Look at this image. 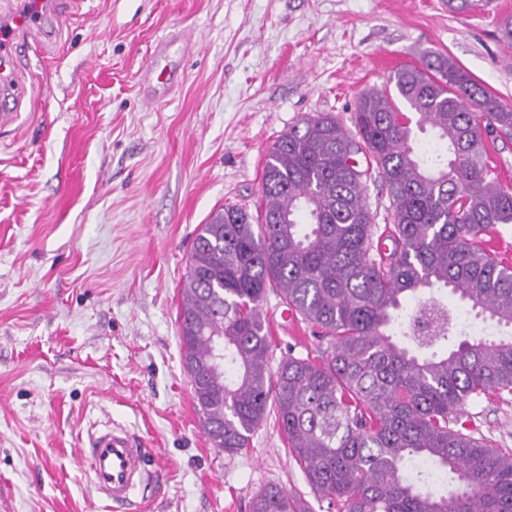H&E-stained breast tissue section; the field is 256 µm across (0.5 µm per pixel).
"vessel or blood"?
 I'll return each mask as SVG.
<instances>
[{
	"label": "vessel or blood",
	"mask_w": 512,
	"mask_h": 512,
	"mask_svg": "<svg viewBox=\"0 0 512 512\" xmlns=\"http://www.w3.org/2000/svg\"><path fill=\"white\" fill-rule=\"evenodd\" d=\"M17 5L0 13V125L13 123L22 98L21 86L5 78L23 46L51 25L54 5L61 0H16ZM80 458L90 467L97 490L111 504L128 512L137 489L154 486L157 472L147 464V450L136 434L108 426L90 434Z\"/></svg>",
	"instance_id": "b4317fda"
}]
</instances>
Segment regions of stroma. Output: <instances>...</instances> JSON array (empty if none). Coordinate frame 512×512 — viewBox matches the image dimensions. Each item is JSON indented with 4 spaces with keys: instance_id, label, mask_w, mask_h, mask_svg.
<instances>
[{
    "instance_id": "obj_1",
    "label": "stroma",
    "mask_w": 512,
    "mask_h": 512,
    "mask_svg": "<svg viewBox=\"0 0 512 512\" xmlns=\"http://www.w3.org/2000/svg\"><path fill=\"white\" fill-rule=\"evenodd\" d=\"M512 0H82L18 57L0 126V512H111L77 450L120 423L160 476L139 512H251L278 485L317 500L274 418L213 448L180 353L193 238L211 212L259 216L266 154L302 118L351 125L360 93L444 52L512 105ZM278 350L305 324L262 303ZM465 410L512 451V394Z\"/></svg>"
}]
</instances>
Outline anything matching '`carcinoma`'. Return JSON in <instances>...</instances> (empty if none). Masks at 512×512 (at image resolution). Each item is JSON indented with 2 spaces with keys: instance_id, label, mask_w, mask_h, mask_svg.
<instances>
[{
  "instance_id": "carcinoma-1",
  "label": "carcinoma",
  "mask_w": 512,
  "mask_h": 512,
  "mask_svg": "<svg viewBox=\"0 0 512 512\" xmlns=\"http://www.w3.org/2000/svg\"><path fill=\"white\" fill-rule=\"evenodd\" d=\"M394 83L414 117L373 88L352 131L302 119L267 153L262 222L226 205L199 226L178 314L195 406L228 454L274 414L311 491L337 512H512V452L475 436L465 413L474 397L512 393V341L461 335L433 296L395 316L409 296L448 288L512 327V266L483 247L512 224V192L488 178L486 149L492 135L512 140V106L440 52ZM413 122L435 146L414 143ZM374 174L392 217L382 228L364 194ZM269 288L313 329L318 356H275ZM251 512L310 507L270 485Z\"/></svg>"
}]
</instances>
